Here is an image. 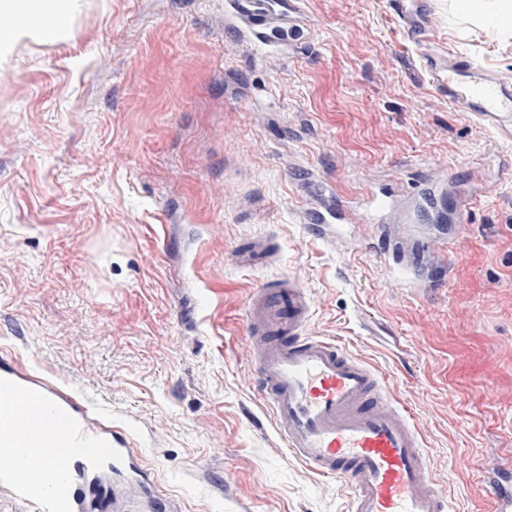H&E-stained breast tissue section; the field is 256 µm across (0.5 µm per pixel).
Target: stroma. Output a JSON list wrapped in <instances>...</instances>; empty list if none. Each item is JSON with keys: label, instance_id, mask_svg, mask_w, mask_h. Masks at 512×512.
<instances>
[{"label": "stroma", "instance_id": "obj_1", "mask_svg": "<svg viewBox=\"0 0 512 512\" xmlns=\"http://www.w3.org/2000/svg\"><path fill=\"white\" fill-rule=\"evenodd\" d=\"M434 39L512 81V35L427 0ZM248 51L233 0H52L0 52V371L69 393L170 512H348L291 456L256 387L252 292L297 279L310 334L408 407L448 512H495L512 458V142L451 107L391 0H302ZM64 28L48 34L55 18ZM497 181L490 196L482 189ZM400 191L383 224L316 232ZM473 198L443 222L457 196ZM429 240L408 285L386 239ZM268 256L246 258L255 240ZM87 512H159L114 499ZM508 466V462L496 465L492 471L493 477H491L490 480L491 494L497 504V510L499 512H510L512 510V472L506 470ZM500 473L505 475L511 474V487L499 482L498 475Z\"/></svg>", "mask_w": 512, "mask_h": 512}]
</instances>
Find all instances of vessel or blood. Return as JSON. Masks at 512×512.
Instances as JSON below:
<instances>
[{"instance_id":"vessel-or-blood-1","label":"vessel or blood","mask_w":512,"mask_h":512,"mask_svg":"<svg viewBox=\"0 0 512 512\" xmlns=\"http://www.w3.org/2000/svg\"><path fill=\"white\" fill-rule=\"evenodd\" d=\"M246 18L245 44L269 46L276 30L265 0H238ZM402 26L427 38L433 22L425 0H394ZM424 66L455 108L503 139L512 138V85L465 57L429 49ZM391 195L374 193L365 220L383 223ZM312 301L293 279L256 289L245 332L256 339L255 367L288 451L318 476L343 482L351 512H446L447 498L429 473L420 436L385 392L382 377L340 343L307 332ZM130 449L80 417L69 397L19 375L0 379V483L31 512H85L110 470L134 469ZM490 490L498 512H512V486Z\"/></svg>"}]
</instances>
